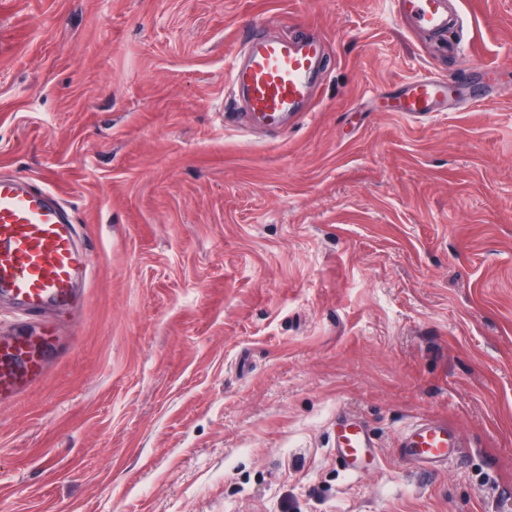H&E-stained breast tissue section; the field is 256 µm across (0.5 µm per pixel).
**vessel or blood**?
Here are the masks:
<instances>
[{
    "label": "vessel or blood",
    "mask_w": 512,
    "mask_h": 512,
    "mask_svg": "<svg viewBox=\"0 0 512 512\" xmlns=\"http://www.w3.org/2000/svg\"><path fill=\"white\" fill-rule=\"evenodd\" d=\"M396 12L409 27L429 33L447 31L446 0H396ZM242 49L226 70V85L241 94L250 115L273 128L309 111L326 77L327 43L322 37L292 34L270 37L261 24L242 30ZM451 81L428 72L409 79L388 97L387 109L409 119L444 111ZM91 253L78 241L76 224L55 192L25 185L23 177L0 175V296L20 303L21 321L0 332V404L22 399L47 377L60 346L58 326L28 320L52 310L70 315L81 303L74 288L79 273L89 272ZM404 454L431 471L455 455L461 442L447 422L423 419L404 432ZM374 442L366 425L346 411L336 415V460L349 473Z\"/></svg>",
    "instance_id": "vessel-or-blood-1"
}]
</instances>
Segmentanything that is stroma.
<instances>
[{"label":"stroma","instance_id":"35a3bbf8","mask_svg":"<svg viewBox=\"0 0 512 512\" xmlns=\"http://www.w3.org/2000/svg\"><path fill=\"white\" fill-rule=\"evenodd\" d=\"M0 0V173L93 252L75 339L0 405V512H512V0ZM324 37L310 112L225 120L249 23ZM493 66L420 120L373 92ZM376 467L333 452L336 412ZM462 442L427 473L414 421ZM395 3L399 19L409 27L429 33L448 30L451 13L446 0H396ZM336 460L348 473L376 448L366 425L346 411L336 413Z\"/></svg>","mask_w":512,"mask_h":512}]
</instances>
